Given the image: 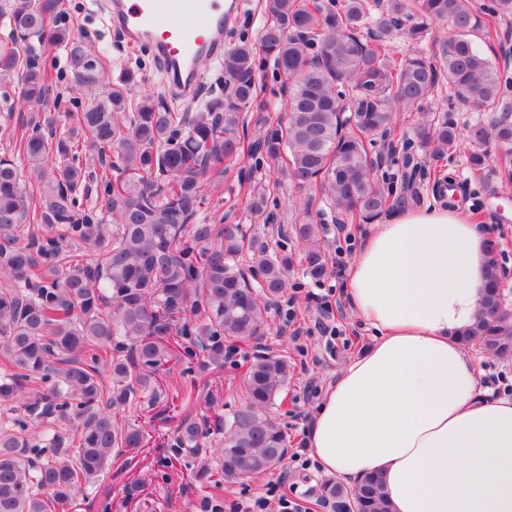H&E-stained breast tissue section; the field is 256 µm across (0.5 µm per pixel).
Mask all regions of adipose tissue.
Wrapping results in <instances>:
<instances>
[{
	"instance_id": "obj_1",
	"label": "adipose tissue",
	"mask_w": 512,
	"mask_h": 512,
	"mask_svg": "<svg viewBox=\"0 0 512 512\" xmlns=\"http://www.w3.org/2000/svg\"><path fill=\"white\" fill-rule=\"evenodd\" d=\"M489 238L461 207L396 210L351 263L373 331L325 391L307 439L324 474L378 472L390 512H512V399L490 398L461 340L482 310Z\"/></svg>"
}]
</instances>
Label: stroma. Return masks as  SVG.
<instances>
[{
    "label": "stroma",
    "instance_id": "35a3bbf8",
    "mask_svg": "<svg viewBox=\"0 0 512 512\" xmlns=\"http://www.w3.org/2000/svg\"><path fill=\"white\" fill-rule=\"evenodd\" d=\"M65 12L68 24L78 29L86 43L107 56L109 80H116L125 64L135 72L132 95L148 94L169 108L187 113L198 101L223 94L224 71L220 62L212 60L203 64L194 93H171L170 82L150 51L128 45L122 33L112 27L107 18V0H65ZM474 40L485 56L512 71V17L499 20L492 33L476 32ZM28 44L51 76L48 108L58 117L57 130L67 132L76 124V100L81 92L70 79L66 56L42 47L34 37ZM431 100L437 115L454 122L462 132L494 118L490 112L466 111L444 82L436 87ZM37 119V113L29 109L7 114L0 101V157L15 156L16 143L31 133ZM468 154V147L463 146L454 154L428 159L432 178L420 186L419 203L433 204L435 176H457L463 187V205L499 244L496 260L502 275L503 303L512 308V181L497 182L496 193H488L471 176ZM244 179L273 188L269 202L271 222L255 227L260 240L272 246L284 243L286 251L296 255L300 252L297 240H282L280 229L296 224L321 225L332 258L329 274L316 282L304 274L300 265H293L288 272L291 290L265 315V336L241 344L239 355L224 365L210 364L201 355L173 357L161 370V400L153 405L137 404L124 414L126 423L143 428V445L129 449L121 462L84 485L76 512H100L99 503L103 500L110 502L111 512H204V504L210 500L228 506L259 496L266 499L264 512H282L278 495L266 492L267 483L280 477L286 480L285 492L302 499L309 512H333L331 506L319 500L323 474L308 454L305 435L320 401L319 391L335 381L347 357L371 342L370 330L348 307L345 283L348 265L372 227L366 223H341L339 215L320 198L311 197L308 189L280 177L276 164L247 158L231 167L220 185L210 190L206 210L210 222L252 225L240 186ZM291 312L296 315L292 321L287 318ZM265 349L287 351L294 366L285 399L278 402L275 413L288 434V456L284 465L275 470L214 488L200 475L201 460L175 459L173 440L184 420L230 414L240 403L237 378L244 370V357ZM477 372L481 389L496 397L512 398V359L480 352ZM311 385L316 386V395L308 394Z\"/></svg>",
    "mask_w": 512,
    "mask_h": 512
}]
</instances>
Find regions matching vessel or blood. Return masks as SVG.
I'll return each mask as SVG.
<instances>
[{
	"mask_svg": "<svg viewBox=\"0 0 512 512\" xmlns=\"http://www.w3.org/2000/svg\"><path fill=\"white\" fill-rule=\"evenodd\" d=\"M227 0H110L112 24L132 44L150 43L156 57L182 93L194 90L199 59L224 52Z\"/></svg>",
	"mask_w": 512,
	"mask_h": 512,
	"instance_id": "b4317fda",
	"label": "vessel or blood"
}]
</instances>
